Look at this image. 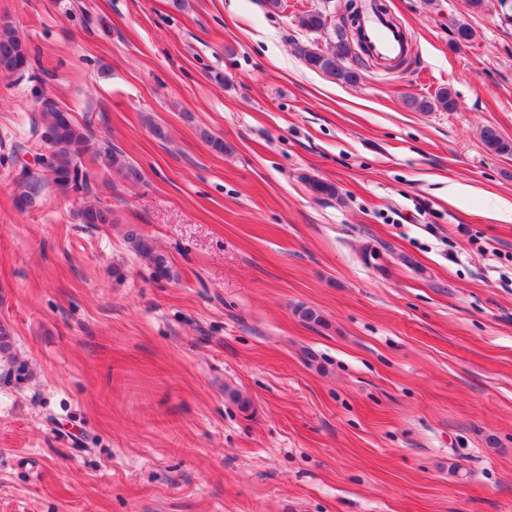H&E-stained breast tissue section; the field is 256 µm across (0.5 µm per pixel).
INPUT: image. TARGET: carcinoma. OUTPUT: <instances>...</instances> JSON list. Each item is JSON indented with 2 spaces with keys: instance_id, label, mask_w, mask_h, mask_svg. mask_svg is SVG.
<instances>
[{
  "instance_id": "1",
  "label": "carcinoma",
  "mask_w": 512,
  "mask_h": 512,
  "mask_svg": "<svg viewBox=\"0 0 512 512\" xmlns=\"http://www.w3.org/2000/svg\"><path fill=\"white\" fill-rule=\"evenodd\" d=\"M298 27L308 32H320L329 26V15L321 10H307L295 16ZM351 28L343 24L336 29V41L323 49L315 44L297 46V54L311 70L334 78L342 84L355 85L361 80V73L345 64L352 57L348 40ZM454 43L468 44L476 36L475 30L466 22L454 24ZM30 49L27 41L9 23L0 25V71L17 74L28 69ZM411 108L418 112H453L456 110L455 94L449 87L439 88L431 97H413L408 101ZM45 109L41 114L46 134L45 139L56 150L48 158L45 171L49 176L35 173L15 183V199L21 208H33L42 202L43 192L51 187L59 193L78 191L86 195L84 205L77 217L82 224H113L112 208L93 194L94 184L100 172L85 164L92 159L102 162L106 171H116L129 182L142 179L140 170L130 163L121 151L109 143L98 139L85 123L61 109L57 103L46 98ZM485 147L500 156H512V140L505 138L493 127L481 131ZM307 183L317 197H339L335 184L324 180L309 178ZM124 240L133 252L145 259L152 268V275L158 281H172L176 277L170 256L156 247L153 239L145 235L138 225L127 224L124 228ZM0 362L4 364L3 375L21 378L27 374V368L14 354L12 339L6 328L0 326Z\"/></svg>"
}]
</instances>
